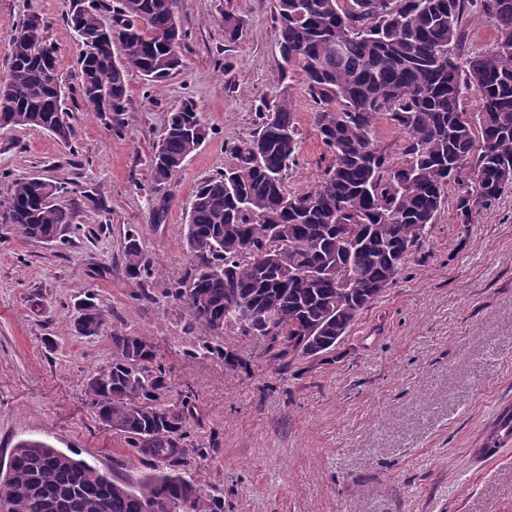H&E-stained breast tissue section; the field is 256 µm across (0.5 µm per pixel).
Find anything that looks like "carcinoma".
<instances>
[{
    "label": "carcinoma",
    "instance_id": "obj_1",
    "mask_svg": "<svg viewBox=\"0 0 512 512\" xmlns=\"http://www.w3.org/2000/svg\"><path fill=\"white\" fill-rule=\"evenodd\" d=\"M478 14L496 30L491 50L472 55L467 22ZM67 23L83 52L80 96L98 116L125 111L128 76L160 83L181 65L182 31L173 0H73ZM45 23L28 31L48 52ZM275 38L288 71L302 74L312 123L332 154L317 186L286 190L284 174L300 146L289 95L263 106L253 137L233 150V166L202 181L190 202L184 242L197 258L175 295L197 329L226 328L259 339L281 369L336 348L360 314L393 285L459 186L460 223L512 184V0H277ZM340 40L336 53L331 43ZM478 96L470 112L465 93ZM65 94L46 64L20 47L0 85V119L12 127L49 126L75 136ZM403 134L400 157L374 143L376 121ZM208 130L189 101L170 114L151 157V176L171 183ZM59 186L33 178L10 185L11 227L27 238L55 236L72 223L54 204ZM125 270L148 279L152 266L128 231ZM107 322L97 306L74 323L97 336ZM112 362L90 376L85 395L99 420L129 445L170 465L181 446L188 403L166 406L164 368L144 336L112 329ZM512 439V409L496 419L483 446L492 455ZM171 500L180 512H224V499L181 474L155 471L131 483L37 440L20 441L0 479V512H148Z\"/></svg>",
    "mask_w": 512,
    "mask_h": 512
}]
</instances>
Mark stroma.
Returning a JSON list of instances; mask_svg holds the SVG:
<instances>
[{
  "mask_svg": "<svg viewBox=\"0 0 512 512\" xmlns=\"http://www.w3.org/2000/svg\"><path fill=\"white\" fill-rule=\"evenodd\" d=\"M275 6L174 0L181 67L155 86L130 73L124 112L102 119L79 97L83 47L66 22L70 0H0V80L23 19L38 14L75 131L65 144L38 128L0 129V212L12 181L40 176L59 186L56 202L73 217L50 242L0 223V461L34 439L133 480L153 471L155 460L86 400L117 327L153 341L167 373L163 403L198 408L178 470L221 496L224 512H512V441L480 453L486 428L512 404V187L470 224L446 205L397 281L322 362L279 370L254 337L201 334L171 293L195 262L183 242L192 193L234 164L262 104L292 100L300 147L287 190L310 191L330 163L302 75H280ZM228 13L243 21L232 41ZM188 100L207 139L173 185L157 186L150 156ZM131 229L153 265L146 283L124 270ZM89 296L108 321L84 337L73 321ZM227 351L250 370L226 366Z\"/></svg>",
  "mask_w": 512,
  "mask_h": 512,
  "instance_id": "35a3bbf8",
  "label": "stroma"
}]
</instances>
